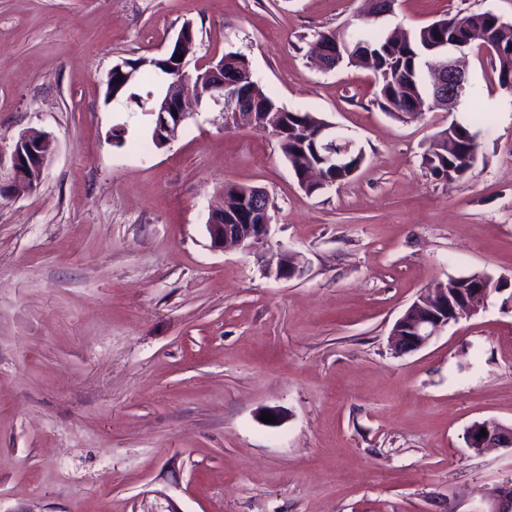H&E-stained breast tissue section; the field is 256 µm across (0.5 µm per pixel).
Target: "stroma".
<instances>
[{"label": "stroma", "mask_w": 512, "mask_h": 512, "mask_svg": "<svg viewBox=\"0 0 512 512\" xmlns=\"http://www.w3.org/2000/svg\"><path fill=\"white\" fill-rule=\"evenodd\" d=\"M363 5L0 0V182L21 132L54 142L37 190L0 196V512H482L512 480V451L464 439L512 424L502 295L418 351L388 342L433 284L512 277V94L471 52L478 160L437 180L423 156L454 113L394 119L372 71L309 57ZM484 10L512 22V0H398L377 27ZM187 22L195 60L244 54L279 104L356 136L364 167L308 194L273 138L208 99L156 148L106 82ZM228 183L274 202L252 248L210 246ZM284 250L301 275L267 276ZM482 428H485L487 435L477 438ZM465 442L468 448L477 453L486 448L512 449V425L506 426L495 419L476 421L465 431Z\"/></svg>", "instance_id": "stroma-1"}]
</instances>
